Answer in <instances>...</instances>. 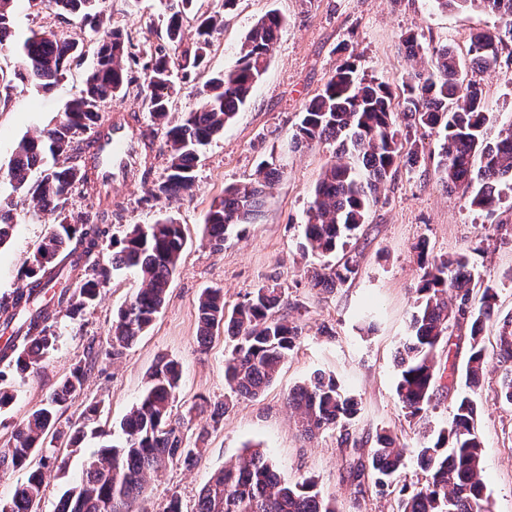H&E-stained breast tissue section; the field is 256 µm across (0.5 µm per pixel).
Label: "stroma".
<instances>
[{
	"label": "stroma",
	"mask_w": 512,
	"mask_h": 512,
	"mask_svg": "<svg viewBox=\"0 0 512 512\" xmlns=\"http://www.w3.org/2000/svg\"><path fill=\"white\" fill-rule=\"evenodd\" d=\"M271 10L286 24L267 69L223 135L203 149L192 197L178 203L156 199L136 179L110 188L113 202L123 207L121 218L109 226L110 237L122 238L132 225L149 224L162 215L183 226L182 263L156 319L120 355L109 356L112 322L140 285L133 272H115L99 303L84 308L76 318L59 317L58 339L47 360L37 370L7 380L15 399L0 410V448L6 446L13 426L40 407L69 368L82 360L87 343L103 352L59 426L67 428L86 406L96 403L109 433L104 438L85 433L67 471L47 476L39 512H56L61 495L80 483L84 458L102 442H121V423L138 403L147 371L162 358L182 367L172 416L183 420L188 444L198 445L201 455L194 466L173 464L153 479L144 512H162L174 495L185 512H193L211 475L255 446L265 450L282 478L312 482L339 512H397L401 490H413L425 481L415 459L417 448L448 424L464 390L463 383H449L448 363H464L469 350L463 341L438 350L436 385L443 394L423 418H406L396 394L395 354L409 334L417 298L421 270L416 244L426 243L435 257L483 244L485 252L478 257L476 270L482 278L500 282L499 312L512 313V237L495 231L496 224L512 225V190L503 189L501 204L489 217L472 205L469 194L443 189L435 173L439 137L427 129L416 134L424 147L421 162L411 169L398 168L365 224L346 241L345 253L357 262L355 277L332 290L311 287L306 269L315 259L302 252V229L313 190L336 153L327 143L297 149L291 142L304 104L345 57H352L362 74L396 81L412 66L400 51L403 35L415 34L426 47L451 46L462 56L470 35L493 28L495 17L479 9L441 11L432 0H238L200 71L176 80L172 118L200 106L198 88L233 65L250 28ZM105 14L99 29L83 28L85 56L53 88L45 91L14 82L7 107H0V165L7 164L23 136L56 122L82 88L95 62L96 44L110 29L131 31L138 54L128 68L131 76L142 77L145 49L165 39L166 16L159 0H107ZM12 22L15 42L0 46V71L8 76L22 67L16 41L34 31H73L52 0L36 6L30 0H14ZM480 82L489 131L494 134L512 117V43L504 47L496 70L481 74ZM273 154L280 157L283 175L267 191L263 216L258 223L238 226L223 249L214 250L204 232L207 211L225 187L246 181ZM1 204L9 206L15 230L0 246V297L23 287L21 273L29 257L57 222L51 212L32 214L23 196L2 179ZM262 284L281 289L284 313L304 327L301 343L263 393L240 399L220 424H213L210 413L229 392L224 380L229 343L219 331L207 351L199 350L198 297L204 288H222L226 308L233 309L245 304ZM483 345L488 366L477 397V427L483 440L486 494L492 512H512V405L497 397L502 368L494 355L495 327H487ZM317 373L336 375L357 401L359 411L348 431L358 446L343 445L336 429L310 437L297 431L288 393ZM384 432L396 435L405 447L401 469L384 489L369 479L356 483L349 475L351 467L369 464L376 437Z\"/></svg>",
	"instance_id": "obj_1"
}]
</instances>
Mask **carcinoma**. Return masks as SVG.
<instances>
[{"instance_id": "cac0c4a2", "label": "carcinoma", "mask_w": 512, "mask_h": 512, "mask_svg": "<svg viewBox=\"0 0 512 512\" xmlns=\"http://www.w3.org/2000/svg\"><path fill=\"white\" fill-rule=\"evenodd\" d=\"M0 0V45L12 37V4ZM60 15L81 25L96 27L101 21L103 0H53ZM169 12L168 42L182 44L183 14L194 0H161ZM439 9L479 8L497 18V26L470 37L468 63L443 45L425 48L415 35L401 43L406 55L423 59L424 66L401 77L399 94L393 83L381 77L359 75L346 60L305 104L291 141L310 148L328 142L336 156L346 159L322 173L307 210L303 252L322 257L344 246L343 238L365 223L371 202L392 178L402 162L415 166L422 151L411 140L409 130L429 128L438 133L440 149L436 173L445 189L472 191L473 206L494 212L502 197L499 187L512 189V121L502 124L490 139L481 83L464 76V68L475 74L496 68L505 42H512V0H432ZM236 0H221L202 18L197 39L172 56L158 46L145 65L143 81L128 75L126 61L132 57L131 35L112 30L96 51V65L83 88L66 105L61 118L35 136L17 144L0 177L28 201L33 213L56 212L60 221L50 233L55 256L44 267L27 265L26 287L0 298V329L10 332L0 347L1 368L25 373L37 367L53 349L56 324L62 313L76 315L99 301L112 273L134 269L141 286L118 313L112 324L111 355L135 342L162 309L173 274L180 267L185 237L180 224L170 217L151 224H135L124 237L112 242V253L104 255L106 225L120 216L106 195L110 184L101 174L96 156L89 152L83 135L105 124L101 112L107 101L123 97L131 86L149 112L151 121L164 130L169 161L160 180L152 168L139 164L135 176L151 184L154 198L181 200L195 187L199 153L224 132L241 107L249 101L264 74L272 46L283 28L274 11L262 16L249 31L235 64L205 81L199 92L202 106L170 120L172 76L189 78L202 65L207 49L224 28V15ZM80 37L43 31L27 38L19 49L23 67L15 78L32 80L45 90L59 82L72 64L83 57ZM40 171L32 180L30 174ZM282 176L271 157L260 163L250 181L230 185L206 215V229L214 246H224L226 233L251 224L264 205L265 187ZM78 194L89 202V210L76 218L66 215L69 198ZM420 251L422 274L417 287V306L410 320V334L397 349L399 370L396 392L406 415L421 418L436 399L435 357L454 331L468 338L471 353L465 366L468 391L455 404L450 423L418 449V461L426 472L425 484L399 499L398 512H491L482 470L483 442L476 428L480 388L486 353L482 337L488 324L497 325V356L512 364V316L500 317L498 286L474 277L473 254L456 253L430 257ZM356 273V261L308 269L314 288L333 289ZM78 279L74 291L61 289L56 301L43 304L41 297L59 281ZM481 291L479 305L472 303L474 290ZM282 291L261 286L243 305L228 312L220 288H205L198 298L197 343L204 350L213 334L224 329L232 342L224 362V377L230 387L224 407L211 415L219 424L234 402L254 398L273 381L282 362L297 347L302 327L281 313ZM97 359L88 345L84 359L75 364L61 386L50 393L41 407L11 432L9 444L0 448V472L19 468L38 453V466L12 497L0 501V512H38L46 472L66 470L47 435H57L58 413L67 400L78 394L87 371ZM182 369L173 360H159L149 371L145 392L122 423L123 441L106 445L85 463L81 484L62 495L57 512H137L151 477L167 466H191L197 449L189 447L182 427L171 419V404L179 387ZM297 429L306 436L339 428L341 443L357 447L346 432L357 415L358 403L344 394L336 378L314 375L310 382L288 394ZM371 477L385 487L403 462V449L389 434L377 437L371 448ZM193 512H336V503L324 500L314 485L290 484L276 472L270 459L254 450L236 463L214 474L201 490Z\"/></svg>"}]
</instances>
